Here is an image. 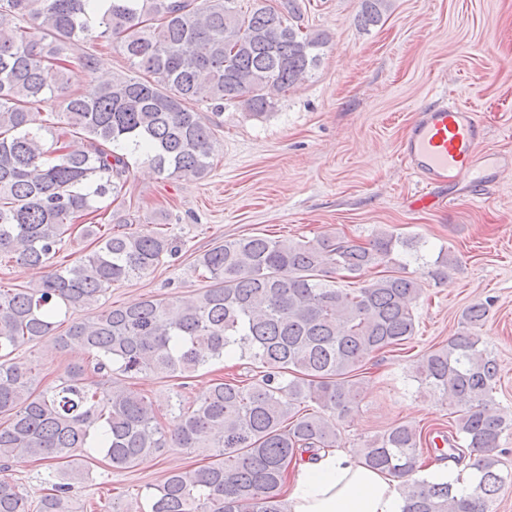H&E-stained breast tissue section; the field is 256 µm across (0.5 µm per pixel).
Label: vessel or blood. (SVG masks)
<instances>
[{"instance_id": "vessel-or-blood-1", "label": "vessel or blood", "mask_w": 512, "mask_h": 512, "mask_svg": "<svg viewBox=\"0 0 512 512\" xmlns=\"http://www.w3.org/2000/svg\"><path fill=\"white\" fill-rule=\"evenodd\" d=\"M483 123L478 112L444 101L425 106L401 145V159L426 184L462 181L477 187L502 161L480 163Z\"/></svg>"}]
</instances>
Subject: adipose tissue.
I'll return each mask as SVG.
<instances>
[{"mask_svg": "<svg viewBox=\"0 0 512 512\" xmlns=\"http://www.w3.org/2000/svg\"><path fill=\"white\" fill-rule=\"evenodd\" d=\"M286 500L288 512H402L404 505L397 478L336 448L293 464Z\"/></svg>", "mask_w": 512, "mask_h": 512, "instance_id": "adipose-tissue-1", "label": "adipose tissue"}]
</instances>
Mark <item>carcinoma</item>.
Instances as JSON below:
<instances>
[{
    "label": "carcinoma",
    "instance_id": "cac0c4a2",
    "mask_svg": "<svg viewBox=\"0 0 512 512\" xmlns=\"http://www.w3.org/2000/svg\"><path fill=\"white\" fill-rule=\"evenodd\" d=\"M0 0V259L40 273L34 288L0 287V472L20 463L62 464L66 472L32 502L0 478V512H82L71 498L93 450L114 469L173 449L210 461L149 485L150 512H286V469L303 452L340 447L338 422L361 401L362 368L415 334L421 282L388 270L409 242L381 231L366 243L344 234L282 242L266 235L226 239L199 254L205 287L171 299L148 297L102 308L113 285L148 275L176 252L168 230H104L87 224L94 248L70 266L55 263L74 221L118 200L131 161L166 177L205 176L213 128L195 105L227 103L256 115L273 95L306 78L328 42L303 26L299 0ZM387 0H363L376 24ZM103 39L134 76L90 83L96 54L74 47ZM59 112L41 118L46 96ZM77 138L59 142L56 129ZM51 139H46V135ZM352 281L339 288L333 276ZM74 318L61 334L56 318ZM487 304L468 306L463 329L414 365L420 385L455 409L451 458L469 451L479 479L460 495L448 482L416 477L423 428L398 423L354 449L360 461L402 480L403 512H490L505 484L495 360L478 331ZM53 339L91 363L69 364L58 382L35 386L39 368L13 356L19 339ZM247 361L246 375L212 380L172 424L126 380L151 372L182 387L212 361Z\"/></svg>",
    "mask_w": 512,
    "mask_h": 512
}]
</instances>
